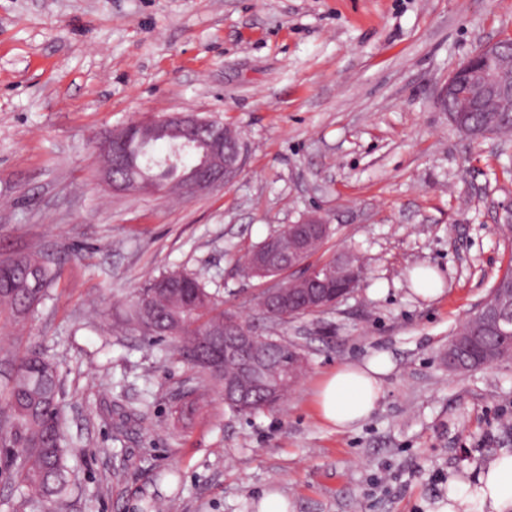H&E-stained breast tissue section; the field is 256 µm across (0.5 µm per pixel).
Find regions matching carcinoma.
Wrapping results in <instances>:
<instances>
[{
    "label": "carcinoma",
    "mask_w": 512,
    "mask_h": 512,
    "mask_svg": "<svg viewBox=\"0 0 512 512\" xmlns=\"http://www.w3.org/2000/svg\"><path fill=\"white\" fill-rule=\"evenodd\" d=\"M470 121L486 126L492 133L512 130V113H473ZM127 137L126 168L151 177L167 191L170 180L179 175V161L167 166L155 161L149 150L159 142L175 145L182 137L159 126L142 135L122 129ZM0 313L15 321L30 315L47 296L56 272L37 254L0 260ZM40 287H34L35 283ZM241 316L224 308L197 275L165 271L146 280L129 299L128 321L150 336H169L178 341V352L186 361L201 350L199 337L224 331L225 321ZM472 333L483 345L494 339L495 324L477 314L469 317ZM277 342L271 354L278 356L288 370L299 376L303 368L300 351L279 336H257V347L266 340ZM60 375L57 364L39 346L31 347L20 359L15 374L0 387V401L10 415L4 420L6 437L0 442V462L24 495L32 512L48 503L61 504L71 495L69 480L70 449L67 447L59 411ZM206 406V393L195 387L183 393L180 413L195 415Z\"/></svg>",
    "instance_id": "carcinoma-1"
}]
</instances>
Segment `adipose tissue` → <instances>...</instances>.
<instances>
[{
    "instance_id": "obj_1",
    "label": "adipose tissue",
    "mask_w": 512,
    "mask_h": 512,
    "mask_svg": "<svg viewBox=\"0 0 512 512\" xmlns=\"http://www.w3.org/2000/svg\"><path fill=\"white\" fill-rule=\"evenodd\" d=\"M391 369L384 355L338 366L316 392L319 418L340 432L370 418L384 395V379ZM435 507L437 512H512V453L490 462L476 485L450 486Z\"/></svg>"
}]
</instances>
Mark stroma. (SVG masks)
<instances>
[{"label":"stroma","instance_id":"1","mask_svg":"<svg viewBox=\"0 0 512 512\" xmlns=\"http://www.w3.org/2000/svg\"><path fill=\"white\" fill-rule=\"evenodd\" d=\"M512 36V0H0V258L59 271L31 318L0 320V384L39 344L59 366L74 486L62 512H433L512 453V362L454 372L455 329L512 263L499 229L512 198V136L469 140L437 95L451 70ZM194 113L239 135L229 184L184 200L99 177L98 145L149 116ZM318 214L312 264L350 252L367 275L332 310L282 326L238 256ZM434 268L426 300L408 273ZM201 275L259 333L284 337L305 374L277 407L230 411L174 352L125 320L140 282ZM388 355L377 411L339 432L317 382ZM205 386L191 424L182 392Z\"/></svg>","mask_w":512,"mask_h":512}]
</instances>
